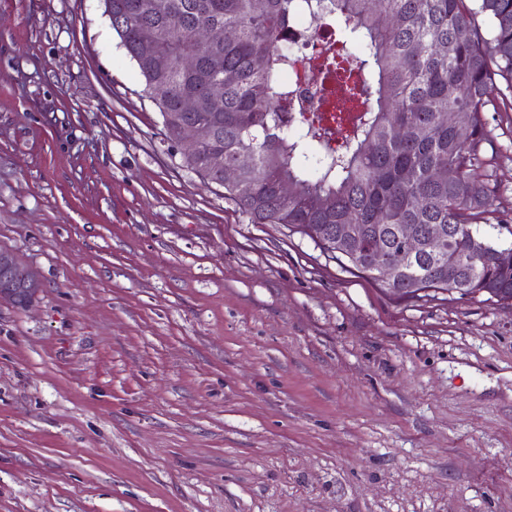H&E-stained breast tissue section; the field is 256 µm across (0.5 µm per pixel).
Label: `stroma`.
<instances>
[{"mask_svg":"<svg viewBox=\"0 0 512 512\" xmlns=\"http://www.w3.org/2000/svg\"><path fill=\"white\" fill-rule=\"evenodd\" d=\"M143 88L101 0H0V248L43 281L0 307V512H512V301L249 223Z\"/></svg>","mask_w":512,"mask_h":512,"instance_id":"35a3bbf8","label":"stroma"}]
</instances>
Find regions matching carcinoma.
<instances>
[{"label":"carcinoma","mask_w":512,"mask_h":512,"mask_svg":"<svg viewBox=\"0 0 512 512\" xmlns=\"http://www.w3.org/2000/svg\"><path fill=\"white\" fill-rule=\"evenodd\" d=\"M303 17L334 20L331 32L359 42L351 56L347 40L332 42L336 78L356 74L350 90L365 103L345 130L316 113L282 111L298 98L286 80L288 30ZM209 24L234 37L194 42L192 32ZM112 31L161 118L214 129L181 166L223 187L250 223L286 224L315 242L351 227L336 247L321 249L397 297L435 288L512 300V242L505 247L479 227L495 212L481 147L492 79H512V0H477L475 8L466 0H112ZM187 56L196 59L191 69ZM217 81L220 109H182L183 98L203 100ZM399 125L408 137L397 135ZM213 151L237 179L208 167ZM399 224L422 235L433 224L451 230L439 250L412 258L399 248ZM385 254L399 267L392 283L373 271Z\"/></svg>","instance_id":"1"}]
</instances>
